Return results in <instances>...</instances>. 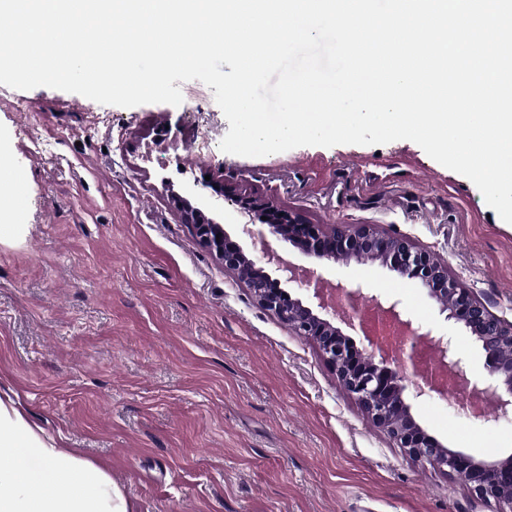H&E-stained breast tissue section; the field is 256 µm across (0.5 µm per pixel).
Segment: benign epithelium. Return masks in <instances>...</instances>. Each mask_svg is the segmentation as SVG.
<instances>
[{"instance_id": "benign-epithelium-1", "label": "benign epithelium", "mask_w": 512, "mask_h": 512, "mask_svg": "<svg viewBox=\"0 0 512 512\" xmlns=\"http://www.w3.org/2000/svg\"><path fill=\"white\" fill-rule=\"evenodd\" d=\"M216 195L236 205L244 215L267 217L263 221L265 232L244 227V232L253 237L254 254L250 255L224 231L223 225L206 221L201 209L182 201L192 218L196 236L216 253L224 269L235 273L255 302L292 333L314 342L342 390L409 457L455 477L477 498L494 503L496 512H512V455L488 462L445 446L416 421L405 397L409 388L416 398L431 393L445 396L448 390L442 380L446 379L467 401L476 397L493 405L490 415L483 408H473V414L481 420L512 413V356L507 354L512 349V322L494 314L462 281L448 274L447 264L404 235L385 234L372 224L326 229L295 211L248 193L237 182L224 184ZM269 234L292 243L308 257L333 263L352 258L378 261L404 277L417 280L438 303L445 319L465 329L481 346L488 378L468 376L452 338L436 336L431 329L402 318L397 301L389 303L371 298L375 328L364 332L367 345L357 346L352 337L335 325L336 309L332 307L335 290L316 292V304H306L299 297L307 287L306 269L278 258L276 265L281 277L273 278L265 270L263 257L269 256L266 243ZM257 251L262 256L255 255ZM283 283L292 285L293 291L281 287ZM381 326L396 329L395 341L381 334ZM407 344L413 349L434 347L439 353V373L422 383L406 384V377L396 367L393 349L401 350Z\"/></svg>"}]
</instances>
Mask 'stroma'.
I'll return each mask as SVG.
<instances>
[{"label":"stroma","mask_w":512,"mask_h":512,"mask_svg":"<svg viewBox=\"0 0 512 512\" xmlns=\"http://www.w3.org/2000/svg\"><path fill=\"white\" fill-rule=\"evenodd\" d=\"M180 88V105L124 108L0 85V161L26 172L0 217V399L101 467L128 512H493L373 424L173 198L205 209L248 252L237 206H208L223 182L245 181L314 224L407 236L511 322L512 224L408 140L225 153L230 125L213 89ZM202 136L211 153H195ZM269 249L311 270L303 301L361 288L355 304L339 302L347 316L369 314L374 296L398 301L404 317L452 337L468 375H485L480 345L417 281L372 261L310 259L274 237ZM410 404L449 448L512 455V417L477 421L435 396Z\"/></svg>","instance_id":"35a3bbf8"}]
</instances>
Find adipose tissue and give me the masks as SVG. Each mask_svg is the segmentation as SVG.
<instances>
[{"instance_id": "adipose-tissue-1", "label": "adipose tissue", "mask_w": 512, "mask_h": 512, "mask_svg": "<svg viewBox=\"0 0 512 512\" xmlns=\"http://www.w3.org/2000/svg\"><path fill=\"white\" fill-rule=\"evenodd\" d=\"M0 512H127L107 474L0 401Z\"/></svg>"}]
</instances>
